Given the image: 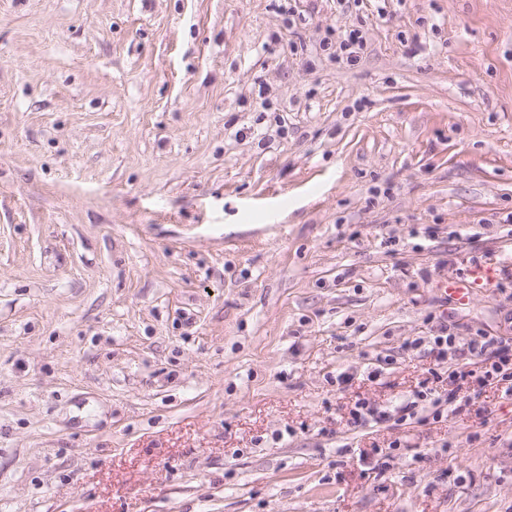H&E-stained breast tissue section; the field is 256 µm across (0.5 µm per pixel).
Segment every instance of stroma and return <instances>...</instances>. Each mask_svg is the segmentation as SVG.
Instances as JSON below:
<instances>
[{
    "mask_svg": "<svg viewBox=\"0 0 512 512\" xmlns=\"http://www.w3.org/2000/svg\"><path fill=\"white\" fill-rule=\"evenodd\" d=\"M509 215L512 0H0V512H512ZM488 275V270L483 266L474 265L468 272V280L448 279L444 283L445 292L459 302H465L468 299L472 284L482 282ZM442 334L429 338L428 352L434 355L435 365H440L448 357V348L460 351L461 355L481 357L488 349H491V356L484 358L485 366L480 372L468 369V364H463L458 370L452 373L450 384H457L456 389H448L446 397L448 400L456 401L455 408L458 414L470 413L471 402L479 395L481 390L487 386L496 384H506L502 386L501 391L506 397H512V343L511 340L499 336H478L471 340L467 347H457L456 338L447 329L441 331ZM491 360V362H490ZM504 382V383H503ZM509 382V383H506ZM470 390L473 386V396L471 394L460 397L457 391L462 387Z\"/></svg>",
    "mask_w": 512,
    "mask_h": 512,
    "instance_id": "1",
    "label": "stroma"
}]
</instances>
